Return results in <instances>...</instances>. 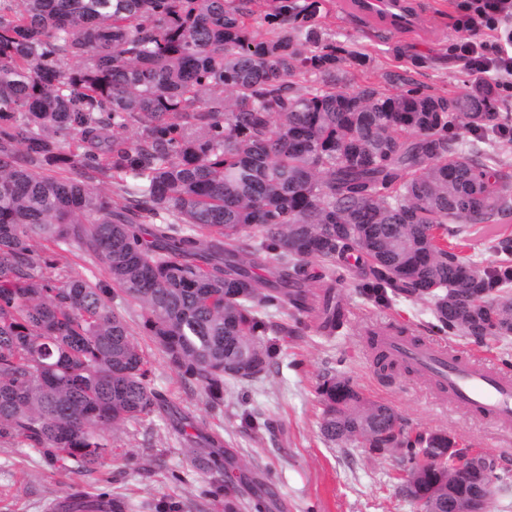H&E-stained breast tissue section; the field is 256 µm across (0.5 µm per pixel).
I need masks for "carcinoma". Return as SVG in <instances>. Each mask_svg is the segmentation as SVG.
Returning a JSON list of instances; mask_svg holds the SVG:
<instances>
[{"label": "carcinoma", "mask_w": 512, "mask_h": 512, "mask_svg": "<svg viewBox=\"0 0 512 512\" xmlns=\"http://www.w3.org/2000/svg\"><path fill=\"white\" fill-rule=\"evenodd\" d=\"M325 0H0V445L53 470L112 459L107 432L161 415L208 495L237 493L234 456L150 386L124 311L213 403L271 372L272 319L340 325L336 283L377 303L430 304L434 333L512 336L511 112L480 82L445 98L340 87L347 50L322 36ZM264 28L257 34L256 25ZM110 186L95 192L88 181ZM499 255L483 272L470 237ZM66 246L110 283L60 265ZM328 284L312 289L308 266ZM494 300L448 310V289ZM330 443L400 451L420 512H448L445 431L393 433L391 406L339 375L316 388ZM255 512L274 494L245 483Z\"/></svg>", "instance_id": "obj_1"}]
</instances>
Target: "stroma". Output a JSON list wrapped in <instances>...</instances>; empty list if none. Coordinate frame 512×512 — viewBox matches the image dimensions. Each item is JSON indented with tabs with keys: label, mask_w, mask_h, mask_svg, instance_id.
I'll list each match as a JSON object with an SVG mask.
<instances>
[{
	"label": "stroma",
	"mask_w": 512,
	"mask_h": 512,
	"mask_svg": "<svg viewBox=\"0 0 512 512\" xmlns=\"http://www.w3.org/2000/svg\"><path fill=\"white\" fill-rule=\"evenodd\" d=\"M412 2L421 26L386 36L376 21L354 13L352 0H333L326 36L363 58L345 64L347 88L372 85L395 93L401 86L394 77L400 74L427 94L446 97L472 90L477 78L454 54L463 0ZM336 295L347 319L334 335L312 326L271 335L279 351L277 365L256 382L232 387L214 408L170 368L141 328L133 333L151 362L152 386L200 427L220 434L245 464V477L271 481L277 500L273 512H417L405 492L398 452L374 456L359 442L333 445L323 438L316 387L326 373L341 374L366 397L394 407L408 430H442L461 447L488 455L494 482L487 512H512V432L440 407L425 384L403 373L382 378L372 366L367 331L389 327L431 339L427 304L394 298L379 306L355 280L338 285ZM110 439L112 462L80 476L48 468L24 443L0 445V512H48L53 500L77 490L124 497L127 512L170 502L179 503V512H224L207 495L206 474L182 484L171 479V471L186 468L189 456L167 419L151 417L115 431Z\"/></svg>",
	"instance_id": "obj_1"
}]
</instances>
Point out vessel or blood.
<instances>
[{"mask_svg":"<svg viewBox=\"0 0 512 512\" xmlns=\"http://www.w3.org/2000/svg\"><path fill=\"white\" fill-rule=\"evenodd\" d=\"M357 11L374 16L393 31L412 21L406 0H358ZM382 351L393 361L409 366L436 389V401L471 416L512 426V371L474 359L456 358L438 342L416 341L389 332L380 337ZM51 512H112L110 501L83 493L56 498Z\"/></svg>","mask_w":512,"mask_h":512,"instance_id":"b4317fda","label":"vessel or blood"}]
</instances>
